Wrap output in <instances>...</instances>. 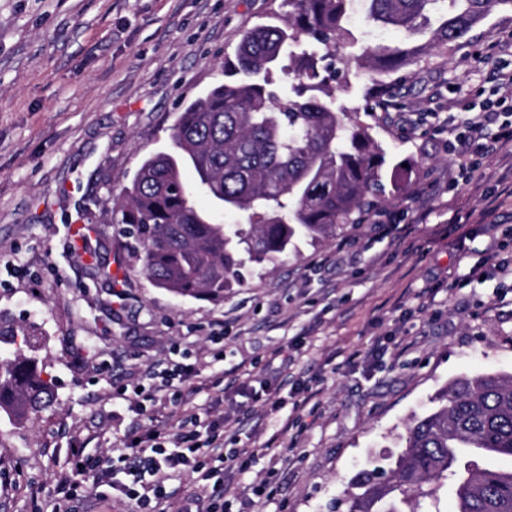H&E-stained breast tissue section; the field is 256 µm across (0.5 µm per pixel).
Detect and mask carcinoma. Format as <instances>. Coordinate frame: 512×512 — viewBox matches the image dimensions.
Listing matches in <instances>:
<instances>
[{"mask_svg":"<svg viewBox=\"0 0 512 512\" xmlns=\"http://www.w3.org/2000/svg\"><path fill=\"white\" fill-rule=\"evenodd\" d=\"M365 20L402 35L367 44L358 70L333 60L356 39L347 23L356 2ZM512 0H283L288 11L249 29L224 84L185 107L172 127V149L143 160L108 223L142 244L141 273L177 296L221 300L268 263L361 224L387 188L386 148L374 127L336 106V82L366 76L389 93L384 77L418 66L434 50L469 40L494 7ZM190 168L193 177L184 176ZM215 204L200 205L199 196ZM246 219L221 224L220 211ZM53 400L35 361L0 357V409L25 417ZM435 406L411 418L389 467L356 479L349 512H419L450 487L452 512H512V374L454 378Z\"/></svg>","mask_w":512,"mask_h":512,"instance_id":"obj_1","label":"carcinoma"}]
</instances>
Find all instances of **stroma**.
Returning a JSON list of instances; mask_svg holds the SVG:
<instances>
[{
  "mask_svg": "<svg viewBox=\"0 0 512 512\" xmlns=\"http://www.w3.org/2000/svg\"><path fill=\"white\" fill-rule=\"evenodd\" d=\"M282 12V0H0V323L19 331L0 355L36 357L54 393L24 419L0 411V512H65L54 486L73 449L124 447L130 386L182 348L198 354L190 384L208 420L258 410L253 375L272 368L283 404L261 433L224 442L252 451L231 476L241 485L286 459L253 512H348L357 474L399 452L450 379L512 373V141L471 172L457 155L469 106H512L496 80L512 70V6L391 74L399 108L370 119L409 185L387 202L390 223L300 242L216 303L153 287L107 224L178 113L223 83L243 34ZM83 224L99 229L92 246ZM222 370L244 389L213 387Z\"/></svg>",
  "mask_w": 512,
  "mask_h": 512,
  "instance_id": "obj_1",
  "label": "stroma"
}]
</instances>
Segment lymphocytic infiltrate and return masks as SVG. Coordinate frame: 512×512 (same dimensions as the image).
<instances>
[{
  "mask_svg": "<svg viewBox=\"0 0 512 512\" xmlns=\"http://www.w3.org/2000/svg\"><path fill=\"white\" fill-rule=\"evenodd\" d=\"M504 137L512 138V121L503 119L501 112L492 106L483 107L467 121V132L460 140L461 166H475L477 158L488 155ZM194 373V366L179 361L171 370L153 375L151 389L140 390L141 400L134 405L137 418L132 421L128 435L134 438L146 433L151 446L121 454L129 480L115 485L114 491L136 502L143 512H169L168 504L174 496L169 483L174 475L184 474L191 478L198 492L187 496L180 512H193L199 504L203 505V512H252L255 498L266 490L265 484H254L247 492L232 495L224 481L225 473L246 468L249 449L225 447L220 432L201 438L200 418L194 411L183 415L175 427L165 431L145 429L140 420L146 404H158V392H169L170 402L187 403L189 396L184 385Z\"/></svg>",
  "mask_w": 512,
  "mask_h": 512,
  "instance_id": "lymphocytic-infiltrate-1",
  "label": "lymphocytic infiltrate"
}]
</instances>
